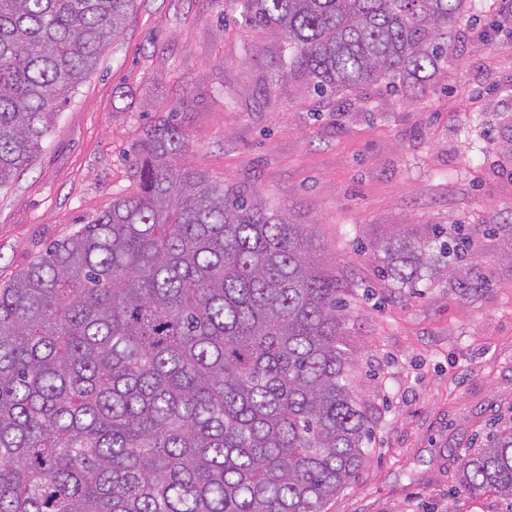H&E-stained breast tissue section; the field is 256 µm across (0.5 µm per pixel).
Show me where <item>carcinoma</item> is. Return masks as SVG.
Masks as SVG:
<instances>
[{
    "label": "carcinoma",
    "instance_id": "obj_1",
    "mask_svg": "<svg viewBox=\"0 0 512 512\" xmlns=\"http://www.w3.org/2000/svg\"><path fill=\"white\" fill-rule=\"evenodd\" d=\"M137 0H0V187L38 153ZM475 0H224L277 32L320 96L422 86ZM170 118L131 158L137 191L0 285V512H327L369 458L345 288L312 227L180 164ZM458 244H376L415 288ZM512 512V424L461 459Z\"/></svg>",
    "mask_w": 512,
    "mask_h": 512
}]
</instances>
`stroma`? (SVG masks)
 <instances>
[{
  "instance_id": "1",
  "label": "stroma",
  "mask_w": 512,
  "mask_h": 512,
  "mask_svg": "<svg viewBox=\"0 0 512 512\" xmlns=\"http://www.w3.org/2000/svg\"><path fill=\"white\" fill-rule=\"evenodd\" d=\"M503 0L448 30L424 91L320 96L282 71L279 34L224 20V0H137L40 152L0 188V284L135 190L144 131L172 117L186 165L313 227L349 286L353 382L370 458L327 512H505L460 458L512 422V17ZM465 233L446 276H377L390 233Z\"/></svg>"
}]
</instances>
